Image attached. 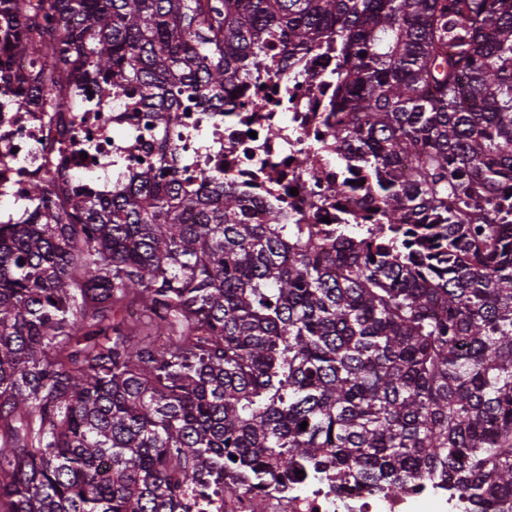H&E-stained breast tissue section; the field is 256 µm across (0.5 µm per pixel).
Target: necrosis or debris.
Here are the masks:
<instances>
[{
	"mask_svg": "<svg viewBox=\"0 0 512 512\" xmlns=\"http://www.w3.org/2000/svg\"><path fill=\"white\" fill-rule=\"evenodd\" d=\"M260 73L242 80L220 112H191L166 124L136 94H81L76 111L0 114V224L34 223V182L65 168L79 189L108 196L145 169L202 186L221 174L250 199L255 216L274 210L284 224L310 226L326 240L337 225L370 234L365 170L336 146L333 110L342 59L328 38L303 58L269 49ZM208 512H455L448 495L422 479L406 493L362 489L346 496L317 481L289 483L216 501Z\"/></svg>",
	"mask_w": 512,
	"mask_h": 512,
	"instance_id": "1",
	"label": "necrosis or debris"
}]
</instances>
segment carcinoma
Segmentation results:
<instances>
[{"label":"carcinoma","mask_w":512,"mask_h":512,"mask_svg":"<svg viewBox=\"0 0 512 512\" xmlns=\"http://www.w3.org/2000/svg\"><path fill=\"white\" fill-rule=\"evenodd\" d=\"M331 34L369 240L257 219L221 174L58 171L0 224V512H193L299 470L512 506V0H0V80L176 123Z\"/></svg>","instance_id":"obj_1"}]
</instances>
